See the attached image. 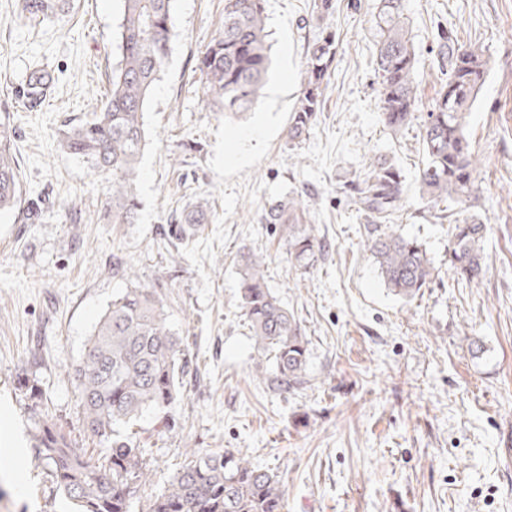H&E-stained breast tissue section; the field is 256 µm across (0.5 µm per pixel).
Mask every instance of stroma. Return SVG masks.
<instances>
[{"label": "stroma", "mask_w": 512, "mask_h": 512, "mask_svg": "<svg viewBox=\"0 0 512 512\" xmlns=\"http://www.w3.org/2000/svg\"><path fill=\"white\" fill-rule=\"evenodd\" d=\"M0 0V123L15 134L20 208L0 212V512H75L53 497L30 448L37 414L54 415L87 458L105 446L84 430L73 372L100 316L124 288L156 290L183 340L188 368L157 434L137 438L163 492L188 448H228L279 475L284 512H512V0H404L416 51L418 106L400 131L385 126L375 72L379 0H264L272 68L260 104L229 121L207 105L195 63L224 28V0H172L170 53L144 115L138 219L104 218L109 177L59 146L61 132L98 110L118 59L121 0H73L33 14ZM334 33L336 57L306 140L287 137L308 51ZM489 59L468 136L480 157L462 207L422 199L423 120L448 78L441 36ZM45 89L33 90L32 72ZM395 162L405 194L393 223L428 249L434 277L405 301L385 287L365 246L370 217L348 185L370 158ZM299 196L304 223L325 244L293 267L271 201ZM208 200L189 246L168 228ZM487 224L484 272L458 284L448 243L459 212ZM265 256L267 283L309 340L310 382L278 395L259 384L240 307L238 254ZM483 345L473 355L471 342ZM41 397L26 399L23 377ZM24 453L15 456L11 441ZM24 473V494L14 487Z\"/></svg>", "instance_id": "obj_1"}]
</instances>
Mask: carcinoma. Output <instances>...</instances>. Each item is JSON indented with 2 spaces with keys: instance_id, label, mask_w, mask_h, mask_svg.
I'll use <instances>...</instances> for the list:
<instances>
[{
  "instance_id": "1",
  "label": "carcinoma",
  "mask_w": 512,
  "mask_h": 512,
  "mask_svg": "<svg viewBox=\"0 0 512 512\" xmlns=\"http://www.w3.org/2000/svg\"><path fill=\"white\" fill-rule=\"evenodd\" d=\"M264 0H224V29L196 58L208 106L226 118L254 107L262 94L270 60ZM403 0H381L374 22L383 121L392 130L413 118L418 95L416 53L403 21ZM171 0H122L115 29L120 59L110 90L93 118L63 131L61 148L112 176L105 211L114 224H133L138 215L136 164L146 146L144 114L170 51ZM439 53L448 57V81L437 94L421 127L425 161L419 169L422 197L433 203H459L474 186L477 157L467 136V119L487 70L480 47L462 50L443 38ZM336 55L331 37L309 50L301 96L291 112L288 139L302 141L320 111L323 84ZM359 203L377 223L368 225L365 246L376 260L386 287L413 299L428 287L434 267L426 246L390 224L402 206L404 180L399 167L373 158L355 186ZM22 203L11 130L0 125V210ZM295 197L268 206L264 220L277 224L291 261L306 268L322 252L309 224L301 223ZM206 209L199 202L170 225L173 246L192 242L202 232ZM487 225L474 217L455 219L448 245L457 280L472 282L483 267ZM266 260L242 255L241 309L254 339V370L267 390L279 395L302 389L308 379V344L293 313L266 284ZM188 366L180 337L167 322L162 299L147 288H126L102 314L85 346L74 377L80 420L108 444L102 463H92L48 414L34 423L33 458L45 470L53 493L77 512H132L133 499L148 481L145 449L116 428L143 414L158 415L161 430L171 428L170 413ZM285 488L279 477L229 450L192 448L164 492L150 498L145 512H282Z\"/></svg>"
}]
</instances>
